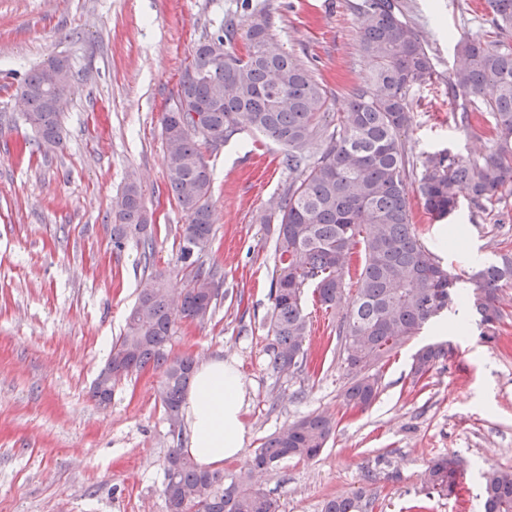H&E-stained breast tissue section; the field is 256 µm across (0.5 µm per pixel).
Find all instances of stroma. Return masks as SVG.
<instances>
[{"instance_id": "stroma-1", "label": "stroma", "mask_w": 512, "mask_h": 512, "mask_svg": "<svg viewBox=\"0 0 512 512\" xmlns=\"http://www.w3.org/2000/svg\"><path fill=\"white\" fill-rule=\"evenodd\" d=\"M435 68L411 94L407 141L414 155L485 151L456 122L452 82L461 36L489 38L488 0H401ZM355 0H0V512H166L163 463L185 447L159 398L160 372L115 386L101 406L90 387L145 278L183 275L179 233L189 215L168 192L161 118L199 41L227 18L247 25L270 16L278 43L323 82L344 111L347 93L371 69L360 49ZM68 56L74 92L62 115L63 144L41 148L22 118L20 77L53 55ZM282 150L244 127L204 158L212 174L215 235L206 263L224 274L204 324L180 321L176 355L234 361L246 391L244 445L225 461L236 474L265 439L309 413L338 427L311 461L288 459L260 484L281 512H322L326 500L357 489L377 494L376 512H483V473L512 469V287L503 289L498 343L476 326L443 333L429 323L373 367L377 397L347 409V372L336 350L342 308L304 295L310 321L303 373L277 375L265 352L275 242L259 217L287 188ZM135 173L153 215L157 245L112 247V200ZM414 222L441 263L469 277L482 261L512 256V223L471 218L467 203L441 221L407 182ZM462 229L455 250L448 225ZM444 344L447 355L425 386L413 385L415 352ZM462 461L457 491L424 497L429 461Z\"/></svg>"}]
</instances>
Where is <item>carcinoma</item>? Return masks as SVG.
Returning a JSON list of instances; mask_svg holds the SVG:
<instances>
[{
    "mask_svg": "<svg viewBox=\"0 0 512 512\" xmlns=\"http://www.w3.org/2000/svg\"><path fill=\"white\" fill-rule=\"evenodd\" d=\"M496 39L462 37L464 65L453 88L460 99L457 122L475 137L489 136L484 152L467 157L446 150L413 154L406 130L411 121L410 94L434 76L431 56L405 19L400 0H362L357 7L360 45L374 62L367 78L352 88L336 127L326 134L329 91L288 51L280 47L266 14H253L240 39L230 18L213 36L199 42L193 56L198 77H182L175 105L165 112L162 135L168 143L165 174L173 200L189 213L182 228L179 261L189 271L176 311L168 299L175 284L161 273L140 288L125 330L112 345L106 365L122 369L114 385L148 367L162 373L159 391L166 419L181 423V405L195 369L189 355H172L179 320L203 324L213 315L218 268L202 261L213 238L211 175L202 148L225 144L246 122L277 143L291 180L270 203L262 224L275 223L276 264L269 299L271 316L265 351L278 375H295L305 358L308 320L305 288L314 285L320 303L335 308L346 292V276L356 273V288L336 326V348L349 383L346 405L362 410L376 399L378 381L370 373L454 300L479 316V336L499 340L503 313L499 293L512 286V257L485 262L467 279L443 266L422 242L413 223L407 180L420 174L427 214L443 218L458 207V191L467 193L471 212L512 194V0H489ZM224 45V61L210 56L209 43ZM54 68L63 84H73L71 64L63 56L28 72L19 86L26 124L39 144L58 147L61 113L69 96L47 84ZM319 151L312 152L314 147ZM112 245L129 240L153 255L156 240L139 180L128 175L113 200ZM442 344H429L413 357L412 384L425 379L444 358ZM335 422L308 414L271 435L246 469L229 478L221 470H203L181 448L164 461L166 512H280L276 498L261 489L262 476L288 458L317 457L335 433ZM461 461L454 455L431 460L422 473L426 495L452 493ZM484 512H512V469L491 467L483 474ZM376 495L358 490L328 500L322 512H375Z\"/></svg>",
    "mask_w": 512,
    "mask_h": 512,
    "instance_id": "carcinoma-1",
    "label": "carcinoma"
}]
</instances>
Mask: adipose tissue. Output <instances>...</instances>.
<instances>
[{"label": "adipose tissue", "mask_w": 512, "mask_h": 512, "mask_svg": "<svg viewBox=\"0 0 512 512\" xmlns=\"http://www.w3.org/2000/svg\"><path fill=\"white\" fill-rule=\"evenodd\" d=\"M245 389L233 363L202 362L182 404L189 432L188 455L204 468L236 458L244 443Z\"/></svg>", "instance_id": "1"}]
</instances>
